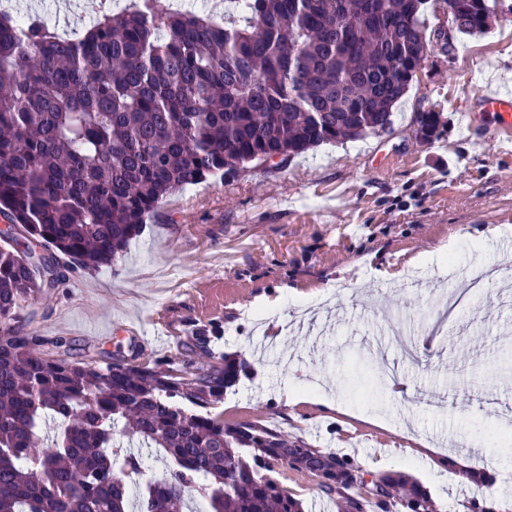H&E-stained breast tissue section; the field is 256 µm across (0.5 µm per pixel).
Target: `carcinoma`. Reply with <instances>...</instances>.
<instances>
[{
    "label": "carcinoma",
    "instance_id": "cac0c4a2",
    "mask_svg": "<svg viewBox=\"0 0 512 512\" xmlns=\"http://www.w3.org/2000/svg\"><path fill=\"white\" fill-rule=\"evenodd\" d=\"M423 2L251 0L216 19L131 0L71 36L34 14L21 39L0 12V512H186L192 494L205 512H304L290 475L340 512H437L403 474L224 422V390L251 365L214 351V326L176 355L72 360L14 324L59 282L34 259L111 266L184 188L392 125L413 81L399 63L430 43ZM443 3L452 31L484 32L488 0ZM415 123L444 125L434 110ZM119 434L162 449L166 475L145 478Z\"/></svg>",
    "mask_w": 512,
    "mask_h": 512
}]
</instances>
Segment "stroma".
I'll list each match as a JSON object with an SVG mask.
<instances>
[{"instance_id": "obj_1", "label": "stroma", "mask_w": 512, "mask_h": 512, "mask_svg": "<svg viewBox=\"0 0 512 512\" xmlns=\"http://www.w3.org/2000/svg\"><path fill=\"white\" fill-rule=\"evenodd\" d=\"M454 43L429 44L388 133L187 187L116 266L64 264L26 325L39 352L161 356L143 317L178 330L215 322L218 350L252 365L224 396L225 421L286 430L371 472L410 469L438 512L486 494L434 472L450 452L495 473L497 495L512 500V419L494 414L512 410V287L493 284L426 333L454 284L512 264V137L465 118L484 88L512 94V0H498L486 33ZM429 109L445 126L425 142L414 116ZM261 307L282 328L279 350L260 347ZM389 315L423 337L415 359L389 343ZM306 383L327 406H288L287 390Z\"/></svg>"}]
</instances>
